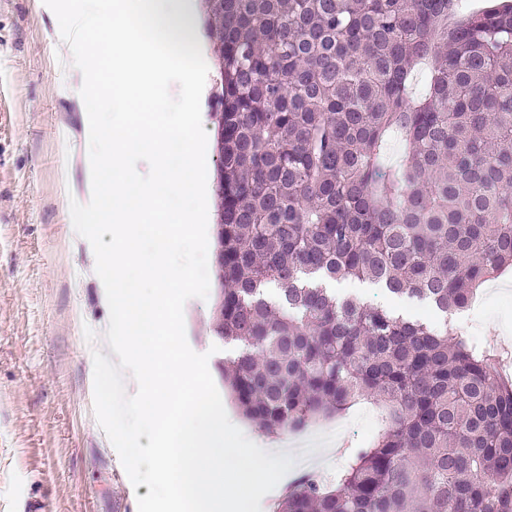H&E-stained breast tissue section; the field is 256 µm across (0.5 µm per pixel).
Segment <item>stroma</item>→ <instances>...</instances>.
Returning a JSON list of instances; mask_svg holds the SVG:
<instances>
[{"mask_svg":"<svg viewBox=\"0 0 512 512\" xmlns=\"http://www.w3.org/2000/svg\"><path fill=\"white\" fill-rule=\"evenodd\" d=\"M43 0H0V512H138L132 486L93 411L92 350L109 307L88 271L90 244L69 234V202L87 203L86 109L50 49L59 40ZM512 269L485 283L468 318L448 331L479 336L512 359ZM214 299L184 307L186 337L209 353L231 420L255 429L231 401L211 355Z\"/></svg>","mask_w":512,"mask_h":512,"instance_id":"1","label":"stroma"}]
</instances>
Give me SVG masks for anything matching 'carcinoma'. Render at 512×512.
I'll return each instance as SVG.
<instances>
[{
  "label": "carcinoma",
  "instance_id": "1",
  "mask_svg": "<svg viewBox=\"0 0 512 512\" xmlns=\"http://www.w3.org/2000/svg\"><path fill=\"white\" fill-rule=\"evenodd\" d=\"M451 2L212 0L218 369L268 437L360 401L378 413L277 512H512V377L448 334L512 266V0L450 25ZM342 280L435 319L343 297Z\"/></svg>",
  "mask_w": 512,
  "mask_h": 512
}]
</instances>
